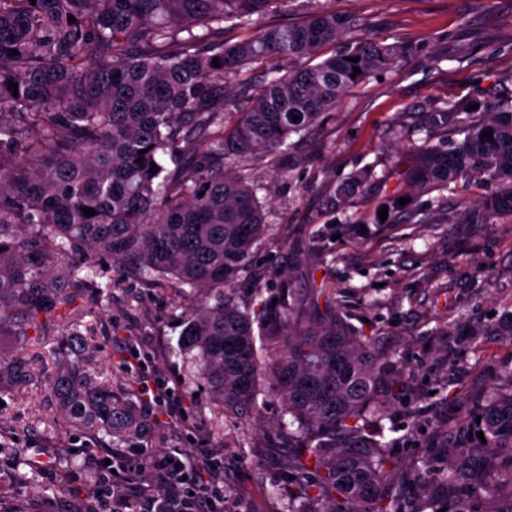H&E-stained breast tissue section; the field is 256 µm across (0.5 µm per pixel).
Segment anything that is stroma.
<instances>
[{
    "label": "stroma",
    "instance_id": "stroma-1",
    "mask_svg": "<svg viewBox=\"0 0 512 512\" xmlns=\"http://www.w3.org/2000/svg\"><path fill=\"white\" fill-rule=\"evenodd\" d=\"M320 3L350 20L341 46L366 36L397 37L411 53L382 79L350 89L290 152L252 162L269 231L232 293L252 308L290 288L325 289L363 335L378 337L394 361L411 369L407 405L396 409L393 423L413 422L417 431L390 451L388 470L396 480L427 455L435 424L462 415L458 391L496 387L498 376L512 371V336L498 329L499 314L512 310V216L471 223L468 212L484 194L471 186L439 206L432 194L416 195L418 216L403 214L392 229L376 218L394 188L409 192L400 174L418 160L398 127L426 122L439 98L512 100V0H493L485 9L474 0ZM366 167L374 169V180L338 194L347 177ZM72 289L77 301L70 315L0 345L32 371L26 383L0 389V512H64L67 479H94L80 452L88 436L47 400L50 350L69 326L93 348L100 384L124 388L134 381L119 353L128 341L145 367L181 394L185 421L152 423L146 447L217 449L230 512H288L290 450L276 409L262 408L271 422L262 428L214 404L193 377V355L177 351L182 328L172 287L109 267L97 286L77 282ZM475 322L481 331L474 336ZM410 407L416 419H409ZM40 453L55 457V471L31 472L29 462Z\"/></svg>",
    "mask_w": 512,
    "mask_h": 512
}]
</instances>
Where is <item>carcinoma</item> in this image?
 Returning <instances> with one entry per match:
<instances>
[{"mask_svg": "<svg viewBox=\"0 0 512 512\" xmlns=\"http://www.w3.org/2000/svg\"><path fill=\"white\" fill-rule=\"evenodd\" d=\"M276 1L292 2L0 0V343L66 309L70 281L83 270L95 282L90 258L103 255L182 298L201 296L184 309L179 350L198 351V379L224 413L250 420L259 399L279 403L297 449L289 472L316 489L319 512H477L478 502L512 512V372L492 393H464L463 416L435 425L433 451L394 483L386 437L395 428L385 421L404 403L409 374L321 289L290 288L265 306L259 347L250 313L224 293L268 232L250 161L290 148L349 88L410 53L399 39L365 37L324 58L347 18L322 7L296 25L262 24ZM226 25L248 36L226 43ZM263 61L273 77L247 108L231 107L228 82ZM442 125L452 135L435 143ZM407 133L420 135V162L406 173L414 192L481 186L473 223L512 213V106L443 100ZM373 176L362 170L338 194ZM72 251L85 262L65 268ZM52 354L48 394L60 415L100 448L143 447L140 403L95 381L79 333L60 336ZM29 377L22 357L0 355V389ZM430 484L443 500L404 499Z\"/></svg>", "mask_w": 512, "mask_h": 512, "instance_id": "1", "label": "carcinoma"}]
</instances>
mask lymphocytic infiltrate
<instances>
[{
    "label": "lymphocytic infiltrate",
    "instance_id": "1",
    "mask_svg": "<svg viewBox=\"0 0 512 512\" xmlns=\"http://www.w3.org/2000/svg\"><path fill=\"white\" fill-rule=\"evenodd\" d=\"M92 470L109 469L96 496L72 487L78 508L104 503L112 512H224V463L217 449H86Z\"/></svg>",
    "mask_w": 512,
    "mask_h": 512
}]
</instances>
